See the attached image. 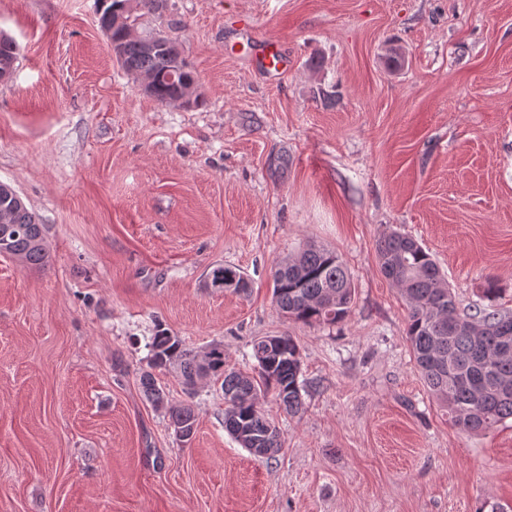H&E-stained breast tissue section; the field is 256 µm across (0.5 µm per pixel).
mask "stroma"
Instances as JSON below:
<instances>
[{"label":"stroma","instance_id":"obj_1","mask_svg":"<svg viewBox=\"0 0 512 512\" xmlns=\"http://www.w3.org/2000/svg\"><path fill=\"white\" fill-rule=\"evenodd\" d=\"M138 29L178 37L201 106L136 89L98 0H0L18 46L0 182L50 253L0 255V512H512V419L449 421L376 259L400 231L461 307L512 309V0H168ZM256 35L285 44L287 70L254 68ZM310 241L353 277L336 325L272 302L273 266ZM213 264L248 293L206 287ZM159 327L247 373L256 337L293 336L302 412L260 399L274 457L225 431L218 381L190 399L162 373L197 413L176 438L139 382Z\"/></svg>","mask_w":512,"mask_h":512}]
</instances>
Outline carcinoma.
<instances>
[{
  "label": "carcinoma",
  "mask_w": 512,
  "mask_h": 512,
  "mask_svg": "<svg viewBox=\"0 0 512 512\" xmlns=\"http://www.w3.org/2000/svg\"><path fill=\"white\" fill-rule=\"evenodd\" d=\"M112 39L122 51L120 67L152 80L150 97L161 103L185 101L199 105L193 95L195 72L181 52L169 47L148 51L139 38L116 29ZM17 60L15 42L0 34V67ZM9 202L13 224L5 234L6 248L20 262L42 266L48 258L44 225L36 221L17 192L0 184V204ZM380 268L406 302V339L416 366L448 418L463 431H489L512 419V313L498 309L467 312L460 308L445 274L431 254L414 238L392 231L376 244ZM234 276L250 288L249 279L232 265L207 271L211 286ZM273 301L286 318L307 325L336 324L347 318L355 288L346 265L335 251L309 243L297 255L277 263L272 271ZM257 365L254 374L224 368V346L214 342L206 358L165 329L156 330L147 369L140 385L147 400L166 409L170 426L192 440L197 416L189 402L171 405L155 371L174 370L185 392L193 394L202 379L221 381L224 392V429L251 454L272 457L282 448L277 426L259 405V396L272 394L290 415L304 408L299 381V347L291 336H262L252 343Z\"/></svg>",
  "instance_id": "cac0c4a2"
}]
</instances>
